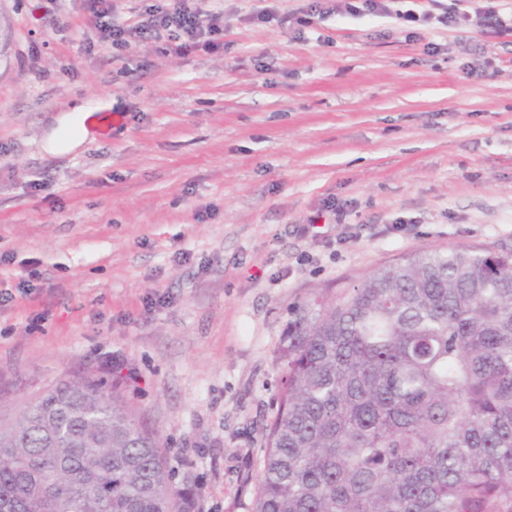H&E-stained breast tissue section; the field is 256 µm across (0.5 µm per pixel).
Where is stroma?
I'll use <instances>...</instances> for the list:
<instances>
[{
	"label": "stroma",
	"mask_w": 512,
	"mask_h": 512,
	"mask_svg": "<svg viewBox=\"0 0 512 512\" xmlns=\"http://www.w3.org/2000/svg\"><path fill=\"white\" fill-rule=\"evenodd\" d=\"M384 2L204 0L223 50L175 54L113 47L88 0H0L1 403L121 368L198 512H247L289 303L422 247L512 250V36L483 17L512 0L411 28L429 0ZM76 101L85 145L46 154Z\"/></svg>",
	"instance_id": "1"
}]
</instances>
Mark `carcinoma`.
Segmentation results:
<instances>
[{
	"label": "carcinoma",
	"instance_id": "obj_1",
	"mask_svg": "<svg viewBox=\"0 0 512 512\" xmlns=\"http://www.w3.org/2000/svg\"><path fill=\"white\" fill-rule=\"evenodd\" d=\"M248 512H512V251L419 249L288 305ZM119 377L0 412V512H196Z\"/></svg>",
	"mask_w": 512,
	"mask_h": 512
}]
</instances>
